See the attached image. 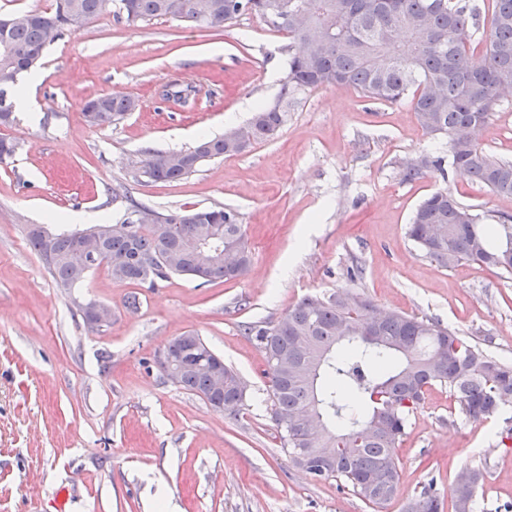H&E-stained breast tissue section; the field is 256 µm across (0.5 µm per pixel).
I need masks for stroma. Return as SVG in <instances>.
Listing matches in <instances>:
<instances>
[{
    "mask_svg": "<svg viewBox=\"0 0 512 512\" xmlns=\"http://www.w3.org/2000/svg\"><path fill=\"white\" fill-rule=\"evenodd\" d=\"M286 37L259 18L228 29L159 19L136 26L107 14L64 30L45 53L36 90L42 114H14L0 139V512H372L340 482L294 467L266 408L264 356L245 328L276 323L303 297L347 288L377 308L426 317L512 364V276L426 258L406 227L417 205L448 190L481 216L512 215L453 167L403 181V162L447 156L446 138L422 130L409 104L364 99L349 86L298 96L279 136L250 152L203 162L174 183L134 182L145 149L180 151L244 124L276 102L288 69ZM195 86V109L170 111L158 92ZM121 91L139 107L119 125L90 126L95 95ZM483 144L512 160V98L501 100ZM224 207L239 215L252 252L237 280L197 285L174 276L147 288L99 268L59 287L32 250L29 225L66 229L86 213L116 223L128 208ZM137 295L140 305L125 302ZM111 306L88 326L80 304ZM192 332L247 386L237 416L215 412L171 383L158 352ZM502 419L462 415L447 387H431L396 448L403 512L435 479L451 512L458 475L478 469L477 512L512 505V442Z\"/></svg>",
    "mask_w": 512,
    "mask_h": 512,
    "instance_id": "obj_1",
    "label": "stroma"
}]
</instances>
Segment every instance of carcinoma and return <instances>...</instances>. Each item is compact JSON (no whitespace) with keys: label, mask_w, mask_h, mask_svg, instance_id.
<instances>
[{"label":"carcinoma","mask_w":512,"mask_h":512,"mask_svg":"<svg viewBox=\"0 0 512 512\" xmlns=\"http://www.w3.org/2000/svg\"><path fill=\"white\" fill-rule=\"evenodd\" d=\"M106 0H57L52 13L28 11L0 19V124L11 122L7 90L16 89L66 28L105 15ZM125 21L137 25L170 19L191 28H229L244 15L260 18L288 39V73L278 101L261 107L242 126L202 140L188 151L148 149L139 159L136 182H176L211 159L242 155L277 137L288 106L301 93L320 87L351 86L380 103L409 102L423 131L448 140L449 163L469 173L495 195L512 196V162L493 157L483 134L503 87L512 88V0H494L481 39L482 63H472L479 16L472 0H111ZM165 101L187 105L196 90L176 82L162 91ZM136 100L121 91L85 101L86 121L99 128L120 123L135 110ZM442 159L408 162L402 180L413 182ZM87 228L103 235L102 257L87 269L75 263L78 236L84 230L52 232L31 227L28 243L62 288H74L100 266L113 279L153 287L171 275L201 283L235 280L246 275L251 252L239 216L222 207L156 213L152 224L120 222ZM215 238L221 252L205 267L192 255L199 230ZM425 257L443 268L461 262L512 273V215L497 224L459 204L446 190L426 197L407 228ZM179 250L184 264L167 273L153 270V260ZM377 307L367 298L340 289L308 295L272 325H250L263 353L270 385L266 402L272 417L289 421L279 430L283 450L293 466L316 481L336 480L365 503L382 508L395 498L400 480L395 449L406 434L410 416L424 400L425 389L446 386L468 418L498 415L502 394L512 393V365L495 360L455 331L414 315L386 312L377 335L366 325ZM200 347L177 339L169 343L178 386L207 403L237 414L246 400L245 385L233 368L200 336ZM206 358L220 367L224 388L193 367ZM484 475L472 472L470 484L456 482L453 512H475ZM406 512H442L434 483L425 485Z\"/></svg>","instance_id":"1"}]
</instances>
